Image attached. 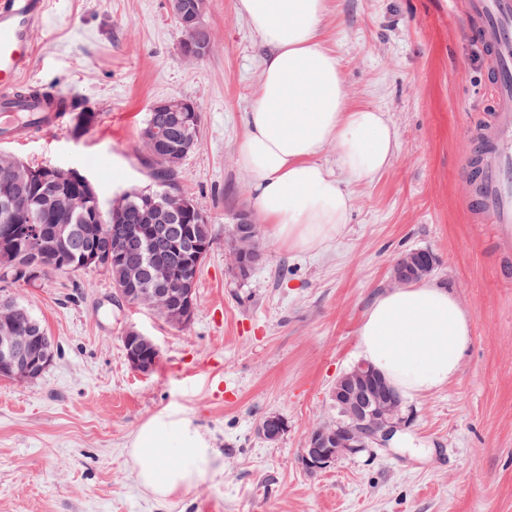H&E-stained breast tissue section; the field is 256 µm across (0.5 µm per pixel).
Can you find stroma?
Wrapping results in <instances>:
<instances>
[{"mask_svg":"<svg viewBox=\"0 0 512 512\" xmlns=\"http://www.w3.org/2000/svg\"><path fill=\"white\" fill-rule=\"evenodd\" d=\"M210 49L181 53L168 0H54L27 78L97 120L73 115L0 152L87 176L103 205L152 186L142 136L151 106L200 104L198 149L178 193L210 216L213 246L196 281V315L176 328L118 299L98 272L6 286L43 320L58 354L33 383L0 378V512H512V262L495 227L475 218L464 162L469 126L486 112L488 63L450 0H328L323 36L353 102L387 112L398 132L392 166L353 186L349 224L321 252H295L255 215L236 152L267 49L237 0H207ZM242 214L265 245L251 276L231 270L226 238ZM437 257L433 281L472 320V343L448 385L404 402L406 424L385 448L305 470L311 430L335 420L329 393L357 364V329L390 289L401 254ZM152 336L160 361L134 372L123 334ZM161 413L191 415L224 470L159 503L127 464L133 433ZM281 415L274 444L260 419Z\"/></svg>","mask_w":512,"mask_h":512,"instance_id":"35a3bbf8","label":"stroma"}]
</instances>
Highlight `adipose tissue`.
Instances as JSON below:
<instances>
[{
    "mask_svg": "<svg viewBox=\"0 0 512 512\" xmlns=\"http://www.w3.org/2000/svg\"><path fill=\"white\" fill-rule=\"evenodd\" d=\"M268 49L237 150L256 211L299 252L321 250L348 223L352 186L372 183L396 155L382 110L352 104L339 58L322 37L327 0H238ZM333 149L334 162L323 159ZM358 352L399 394L420 397L453 380L471 343L459 299L424 281L378 295L357 330ZM128 461L140 488L165 500L224 469L188 414H162L133 435Z\"/></svg>",
    "mask_w": 512,
    "mask_h": 512,
    "instance_id": "adipose-tissue-1",
    "label": "adipose tissue"
}]
</instances>
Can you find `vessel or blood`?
I'll list each match as a JSON object with an SVG mask.
<instances>
[{"mask_svg":"<svg viewBox=\"0 0 512 512\" xmlns=\"http://www.w3.org/2000/svg\"><path fill=\"white\" fill-rule=\"evenodd\" d=\"M473 36L489 59L493 95L491 120L470 131L466 162L469 205L512 242V0H464ZM48 0H0V136L22 143L35 125H61L63 113L45 111L36 99H19L17 89L35 55L32 35Z\"/></svg>","mask_w":512,"mask_h":512,"instance_id":"obj_1","label":"vessel or blood"}]
</instances>
